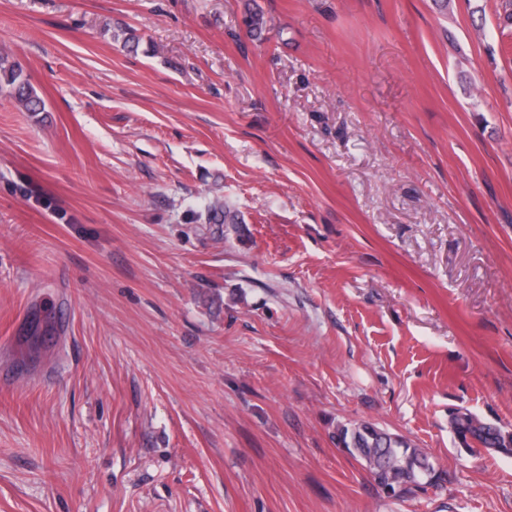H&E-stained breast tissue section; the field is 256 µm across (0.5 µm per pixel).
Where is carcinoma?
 <instances>
[{"label": "carcinoma", "mask_w": 512, "mask_h": 512, "mask_svg": "<svg viewBox=\"0 0 512 512\" xmlns=\"http://www.w3.org/2000/svg\"><path fill=\"white\" fill-rule=\"evenodd\" d=\"M0 93L11 98L24 112L45 111V102L31 84L22 63L4 47L0 48ZM450 424L464 441L469 439L484 448L512 453V435L466 409L455 412ZM336 446L363 462L376 484L382 488L391 486L392 494L398 497L412 495L423 485L440 479L425 449L369 422L337 429Z\"/></svg>", "instance_id": "cac0c4a2"}]
</instances>
